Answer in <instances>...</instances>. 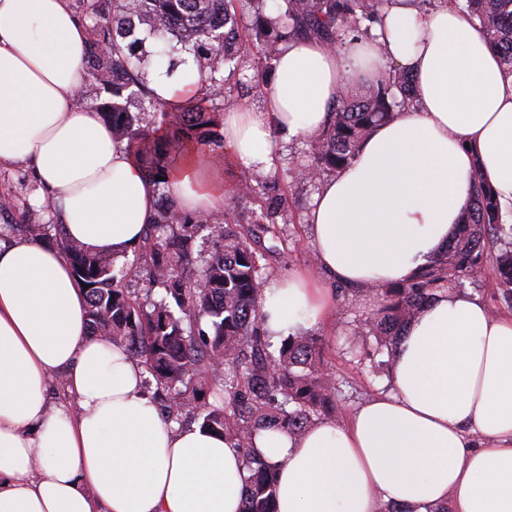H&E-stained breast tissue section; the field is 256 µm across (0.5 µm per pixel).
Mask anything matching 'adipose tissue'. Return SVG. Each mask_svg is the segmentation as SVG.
<instances>
[{
    "mask_svg": "<svg viewBox=\"0 0 512 512\" xmlns=\"http://www.w3.org/2000/svg\"><path fill=\"white\" fill-rule=\"evenodd\" d=\"M373 39L285 44L258 111L224 115L226 159L271 171L274 135L310 136L342 88L386 62L409 68L419 102L378 125L352 164L319 182L305 222L322 270L356 288L406 280L448 244L473 174L512 223V74L452 5L420 13L387 0ZM89 31L66 0H0V164L32 165L65 236L122 258L138 246L159 190L184 211L223 210L224 168L187 144L163 187L128 142L82 102ZM149 70L173 106L203 82L192 52ZM272 339L326 322L333 300L296 272L261 292ZM86 296L55 247L0 245V512H241L247 470L229 439L167 421L143 366L89 335ZM64 379L68 400L48 386ZM389 390L295 436L260 430L254 451L279 468L277 512H512V316L456 291L410 321Z\"/></svg>",
    "mask_w": 512,
    "mask_h": 512,
    "instance_id": "obj_1",
    "label": "adipose tissue"
}]
</instances>
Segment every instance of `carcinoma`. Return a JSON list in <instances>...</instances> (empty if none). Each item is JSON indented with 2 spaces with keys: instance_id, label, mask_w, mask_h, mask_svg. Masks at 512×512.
I'll use <instances>...</instances> for the list:
<instances>
[{
  "instance_id": "carcinoma-1",
  "label": "carcinoma",
  "mask_w": 512,
  "mask_h": 512,
  "mask_svg": "<svg viewBox=\"0 0 512 512\" xmlns=\"http://www.w3.org/2000/svg\"><path fill=\"white\" fill-rule=\"evenodd\" d=\"M385 0H76L88 22L90 45L84 75L85 97L112 125L119 140L135 144L144 173L158 186L186 143L220 159L225 110L244 106L238 87L252 70L255 87L268 85V69L292 39L316 38L330 45L369 33ZM478 22L504 68L512 73V0H453ZM251 11L253 24L239 12ZM135 23L159 50L157 61L173 63L178 48L194 52L204 73L202 93L164 112L144 84L140 52L145 40L129 44L121 30ZM252 46L257 59L243 49ZM414 100L409 71L391 66L372 80L347 86L330 109L329 121L308 141L306 168L315 177L347 166L380 123L394 119ZM149 112L160 113L154 126ZM266 180L251 176L232 198L257 193ZM287 211L286 199L268 202L270 224ZM26 236L52 239L70 262L76 281L87 285L90 335L126 348L156 386L165 419L190 414L200 427L235 441L248 470L242 512H276V466L256 457L254 435L281 427L303 434L338 406L340 382L327 369L320 339L298 332L281 339L278 355L260 321L261 267L252 237L237 230L231 209L222 217L188 214L164 197L138 246L137 262L119 266L109 254L91 252L69 240L62 225L30 208ZM54 236H49V231ZM206 232L212 249L194 256L197 236ZM492 267L500 300L512 307V224L502 221L493 189L477 183L448 248L409 281L378 289L377 314L353 325L355 336L372 334L393 353L401 331L444 290L461 291ZM147 283L140 292L130 283ZM219 386L224 403L206 401V388Z\"/></svg>"
}]
</instances>
